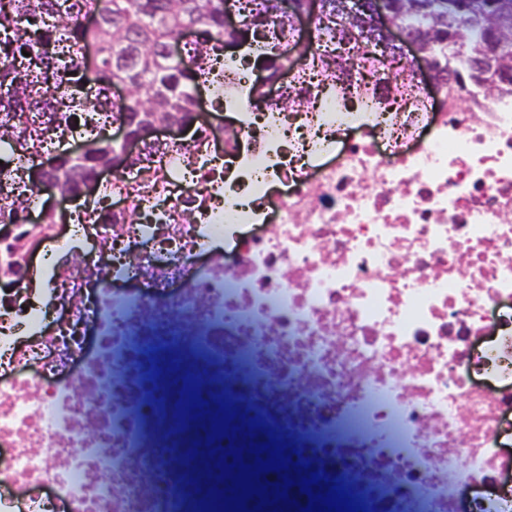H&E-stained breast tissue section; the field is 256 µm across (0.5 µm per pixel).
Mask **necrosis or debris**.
<instances>
[{
  "label": "necrosis or debris",
  "mask_w": 512,
  "mask_h": 512,
  "mask_svg": "<svg viewBox=\"0 0 512 512\" xmlns=\"http://www.w3.org/2000/svg\"><path fill=\"white\" fill-rule=\"evenodd\" d=\"M331 39L299 19L272 86L226 56L46 237L0 311V512H217L272 437L366 512H512V86L405 57L388 92Z\"/></svg>",
  "instance_id": "obj_1"
}]
</instances>
